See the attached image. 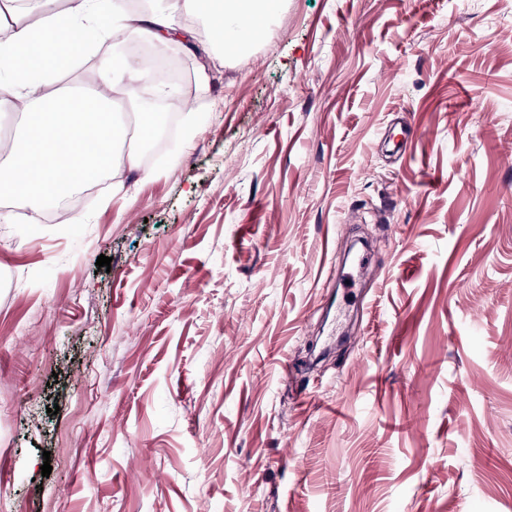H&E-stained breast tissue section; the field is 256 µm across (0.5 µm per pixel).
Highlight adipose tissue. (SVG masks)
<instances>
[{"instance_id": "adipose-tissue-1", "label": "adipose tissue", "mask_w": 512, "mask_h": 512, "mask_svg": "<svg viewBox=\"0 0 512 512\" xmlns=\"http://www.w3.org/2000/svg\"><path fill=\"white\" fill-rule=\"evenodd\" d=\"M39 18L30 20L12 8L0 10V102L17 109L20 130L11 152L0 160V196L39 212L61 192H77L91 178L114 166V149L125 136L123 101L137 102L152 78L144 65L125 56L97 69L85 91L61 84L43 66L46 56L91 48L122 36L138 44L170 41L179 35V20L201 18L222 54L238 47L227 25L251 20L249 35L265 27L279 0H161L147 13L129 11L126 0H38ZM33 79L15 82L12 70L18 50Z\"/></svg>"}]
</instances>
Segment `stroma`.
I'll use <instances>...</instances> for the list:
<instances>
[{"mask_svg":"<svg viewBox=\"0 0 512 512\" xmlns=\"http://www.w3.org/2000/svg\"><path fill=\"white\" fill-rule=\"evenodd\" d=\"M177 59L139 171L0 221V512H512V0Z\"/></svg>","mask_w":512,"mask_h":512,"instance_id":"obj_1","label":"stroma"}]
</instances>
